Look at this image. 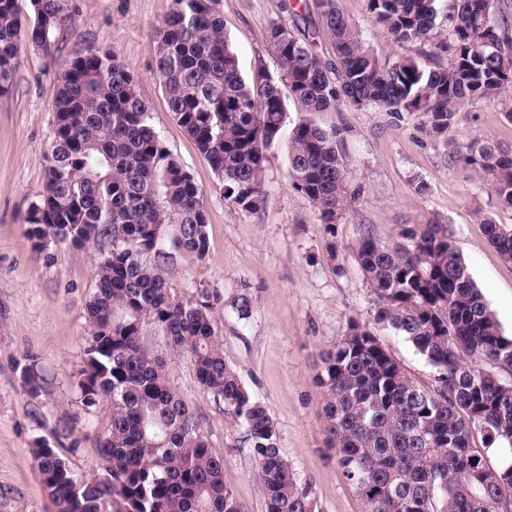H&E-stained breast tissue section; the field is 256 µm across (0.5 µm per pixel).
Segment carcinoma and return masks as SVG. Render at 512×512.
Wrapping results in <instances>:
<instances>
[{
    "label": "carcinoma",
    "mask_w": 512,
    "mask_h": 512,
    "mask_svg": "<svg viewBox=\"0 0 512 512\" xmlns=\"http://www.w3.org/2000/svg\"><path fill=\"white\" fill-rule=\"evenodd\" d=\"M0 0V95L28 43L48 50L74 25L75 0H31L22 19ZM222 0H172L155 42L154 76L169 112L196 142L224 199L253 211L264 199L267 152L288 119L286 99L305 118L288 139V186L316 206L325 232L358 199L345 128L321 122L341 106L421 115L431 137L468 119L467 107L512 94V34L497 0H367L370 20L397 42H419L448 62L425 68L415 57L382 59L339 8L314 0L334 61L315 51L298 14L293 28L272 24L275 73L246 80L224 37ZM134 69L115 51L90 45L64 61L49 93L55 127L42 198L28 234L95 256L86 303L89 336L74 387L83 407L110 408L96 439L112 481L78 479L57 448L31 449L54 512H245L224 484V455L171 387L167 362L146 329L160 330L176 356L190 357L200 388L244 426L266 512H317L282 455L268 408L224 362L217 319L224 295L205 284L172 288L177 259L209 253L202 191L163 144ZM288 94H283V91ZM450 158L487 182L512 208V146L474 138ZM490 243L512 263V227L484 218ZM403 244L365 231L355 252L370 288L373 320L409 341L434 369L415 384L368 326L349 322L322 358L324 416L331 447L364 512H512V461L488 463L491 448L512 453V338L503 335L444 224H405ZM491 366L485 370L462 354ZM29 393L41 388L35 364L21 367ZM482 447H477L475 435Z\"/></svg>",
    "instance_id": "1"
}]
</instances>
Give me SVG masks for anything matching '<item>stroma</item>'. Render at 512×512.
<instances>
[{
	"mask_svg": "<svg viewBox=\"0 0 512 512\" xmlns=\"http://www.w3.org/2000/svg\"><path fill=\"white\" fill-rule=\"evenodd\" d=\"M301 2L223 0L224 35L244 78L260 67L276 70L266 32L274 23L291 24L292 8ZM77 3L74 26L58 34L51 51L22 46L13 85L0 95V512H53L34 469L36 440L59 448L76 475L99 474L104 467L94 438L107 428L109 408L85 412L73 386L87 346L85 305L95 287L94 257L65 244L37 249L26 225L28 208L40 200L45 185L55 122L49 88L62 62L90 44L115 49L135 69L156 131L204 194L209 254L202 261L181 258L175 291L186 294L200 282L223 291L217 334L224 361L269 409L298 483L310 487L320 512H363L327 445L324 393L316 382L324 350L353 320L372 328L415 383L431 385L434 372L403 336L374 323L354 245L367 230L396 244L402 225L446 224L504 336L512 338V263L501 258L479 222L484 215L512 225V209L448 156L449 143L462 145L477 135L512 144V122L501 105L480 102L466 123L446 137L429 139L418 130V116L406 112L345 107L324 113V122L347 127L352 181L362 188L330 237L315 205L289 189L283 146L268 154L258 210L244 211L225 200L210 164L174 120L153 75L154 42L171 0ZM339 6L379 56L425 60L426 47L395 42L370 22L366 0H339ZM243 292L251 298L245 319L234 310ZM146 344L168 357L172 388L223 452L225 485L248 512H266L243 427L200 389L189 357L169 358L161 333L150 331ZM29 357L43 378L35 396L20 378Z\"/></svg>",
	"mask_w": 512,
	"mask_h": 512,
	"instance_id": "35a3bbf8",
	"label": "stroma"
}]
</instances>
